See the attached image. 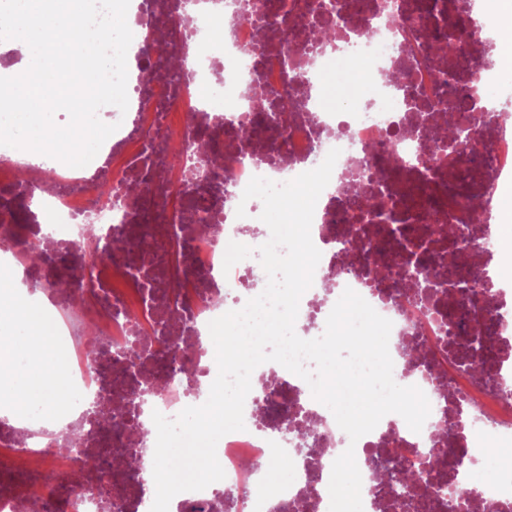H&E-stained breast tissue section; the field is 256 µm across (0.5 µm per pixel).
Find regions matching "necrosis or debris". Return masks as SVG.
<instances>
[{"label":"necrosis or debris","instance_id":"4bbe7bcc","mask_svg":"<svg viewBox=\"0 0 512 512\" xmlns=\"http://www.w3.org/2000/svg\"><path fill=\"white\" fill-rule=\"evenodd\" d=\"M274 11H243L244 0H130L127 18L140 31L160 29L170 16L187 21L161 49L138 42L135 59L150 72L127 81V111L113 110L120 127L81 168L48 159L44 178L24 183L20 154L0 153V213L27 216L32 239L50 254L29 268L43 302L61 329L57 344L67 367L69 397L45 421L30 408L0 419V512H150L155 493L130 481L121 461L155 445L153 412L175 418L203 404L218 373L211 320L259 295L261 268L251 256L224 270L227 245L258 248L270 238L260 199L243 200L252 177L287 182L317 167L331 149L340 155L321 193L311 238L321 252L313 284L300 299L295 323L304 339L320 337L345 289H353L392 321L393 378L417 386L431 412L421 432L398 414L350 442L332 412L302 378L283 384L282 367L258 366L245 399V428L224 435L216 449L223 480L177 494L174 512H329L332 464L354 447L363 512H447L412 492L396 503L369 465L388 448L399 473L421 471L423 451L443 447L448 466L435 475L447 491L468 498L467 512H512V468L497 465L512 447V279L501 272L506 250L495 202L512 189V58L491 57V34L506 22L497 0H277ZM470 7L477 17L465 36L448 20ZM457 43L459 56L477 55L474 68L436 64L433 47ZM371 63L358 87L322 80L336 58ZM416 98L404 101L397 82ZM298 107L279 109L281 97ZM468 97L479 121L467 151L454 154L438 130L454 101ZM259 130L241 138V125ZM179 144L172 154L171 144ZM457 155V169L448 166ZM190 158L183 166L181 158ZM112 178V202L99 198ZM376 195L385 208L367 207ZM433 201L431 214L456 229L430 236L418 224L414 196ZM481 204L471 232L464 198ZM245 217H237V207ZM144 249L143 260L90 267L88 234ZM395 266L430 260L491 270L490 281L467 277L471 293L456 305V284H437L426 269L417 290L394 276L372 283L373 242ZM78 282L54 286L56 263ZM181 285L177 307L162 288ZM178 314L190 342L188 370L169 373L156 347L173 333ZM149 392L147 402L129 400ZM288 463L289 477L271 495L258 494L271 458Z\"/></svg>","mask_w":512,"mask_h":512}]
</instances>
